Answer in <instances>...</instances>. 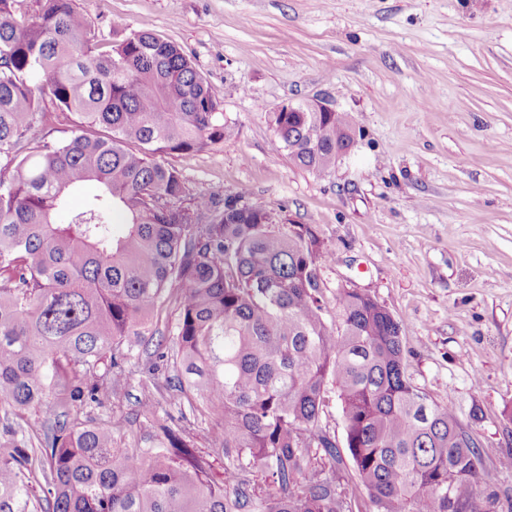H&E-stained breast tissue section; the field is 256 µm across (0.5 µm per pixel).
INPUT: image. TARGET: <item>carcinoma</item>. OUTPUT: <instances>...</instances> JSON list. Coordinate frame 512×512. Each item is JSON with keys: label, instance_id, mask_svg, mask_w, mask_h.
Instances as JSON below:
<instances>
[{"label": "carcinoma", "instance_id": "obj_1", "mask_svg": "<svg viewBox=\"0 0 512 512\" xmlns=\"http://www.w3.org/2000/svg\"><path fill=\"white\" fill-rule=\"evenodd\" d=\"M22 2L0 0V512H512L453 406L407 373L387 307L342 287L326 318L333 253L311 227L243 208L244 191L182 207L181 173L156 156L234 126L180 47L134 31L102 50L73 0L34 16ZM47 99L75 117L65 141L44 134ZM271 122L318 175L355 131L350 112ZM87 181L100 192L70 207ZM165 307L172 345L157 341L150 367H176L172 388L211 418L222 480L170 425L116 448L112 424L63 421L102 381L121 386ZM50 396L37 442L19 435ZM333 397L340 445L323 425Z\"/></svg>", "mask_w": 512, "mask_h": 512}]
</instances>
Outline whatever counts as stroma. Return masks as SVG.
Returning <instances> with one entry per match:
<instances>
[{
    "label": "stroma",
    "instance_id": "1",
    "mask_svg": "<svg viewBox=\"0 0 512 512\" xmlns=\"http://www.w3.org/2000/svg\"><path fill=\"white\" fill-rule=\"evenodd\" d=\"M101 48L147 29L176 43L218 93L234 135L166 156L186 199L247 189L310 225L332 263L326 308L351 282L405 328L414 383L452 403L502 496L512 498V0H75ZM319 101L353 113L355 143L326 175L295 166L270 114ZM144 351L119 392L78 422L117 445L173 423L216 474L209 417L182 410ZM152 414H144V403Z\"/></svg>",
    "mask_w": 512,
    "mask_h": 512
}]
</instances>
